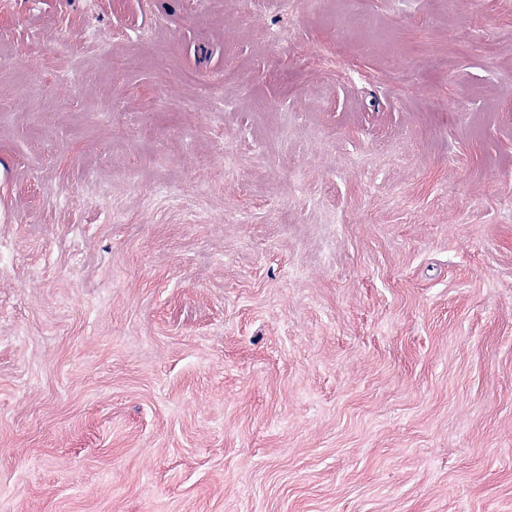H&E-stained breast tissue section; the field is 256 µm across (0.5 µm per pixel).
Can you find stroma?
I'll use <instances>...</instances> for the list:
<instances>
[{"mask_svg":"<svg viewBox=\"0 0 512 512\" xmlns=\"http://www.w3.org/2000/svg\"><path fill=\"white\" fill-rule=\"evenodd\" d=\"M0 512H512V0H0Z\"/></svg>","mask_w":512,"mask_h":512,"instance_id":"35a3bbf8","label":"stroma"}]
</instances>
